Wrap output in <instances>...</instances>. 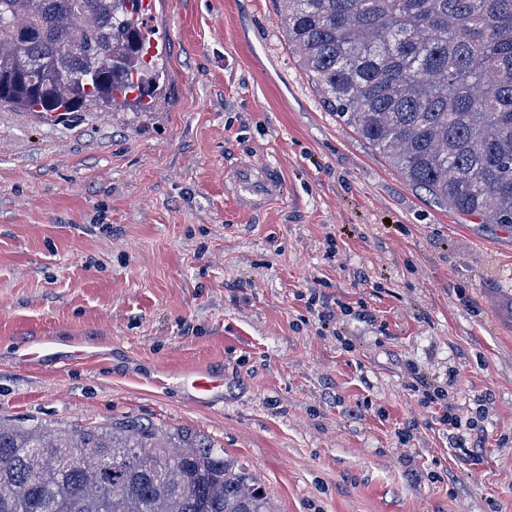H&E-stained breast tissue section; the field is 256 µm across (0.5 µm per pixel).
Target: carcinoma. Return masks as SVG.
Segmentation results:
<instances>
[{"mask_svg": "<svg viewBox=\"0 0 512 512\" xmlns=\"http://www.w3.org/2000/svg\"><path fill=\"white\" fill-rule=\"evenodd\" d=\"M280 2L288 47L337 118L410 186L512 224V0ZM140 3L0 0V106L110 112L154 87ZM259 490L196 436L0 423V512H271Z\"/></svg>", "mask_w": 512, "mask_h": 512, "instance_id": "obj_1", "label": "carcinoma"}]
</instances>
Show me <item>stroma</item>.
Instances as JSON below:
<instances>
[{
  "instance_id": "35a3bbf8",
  "label": "stroma",
  "mask_w": 512,
  "mask_h": 512,
  "mask_svg": "<svg viewBox=\"0 0 512 512\" xmlns=\"http://www.w3.org/2000/svg\"><path fill=\"white\" fill-rule=\"evenodd\" d=\"M153 2L146 109L0 107V421L188 431L276 512H512V225L432 201L328 111L278 0ZM244 163L280 176L264 210L231 191ZM46 334L92 359L23 363ZM199 364L222 403L193 399ZM423 385L482 430L477 464Z\"/></svg>"
}]
</instances>
